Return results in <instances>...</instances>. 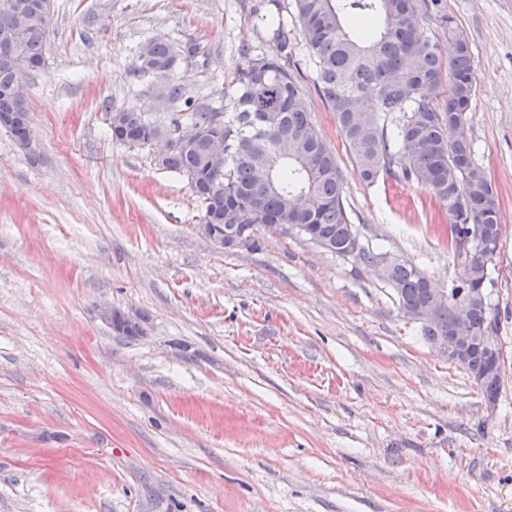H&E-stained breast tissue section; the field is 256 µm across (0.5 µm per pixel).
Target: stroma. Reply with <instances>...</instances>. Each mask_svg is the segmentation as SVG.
Segmentation results:
<instances>
[{
	"label": "stroma",
	"mask_w": 512,
	"mask_h": 512,
	"mask_svg": "<svg viewBox=\"0 0 512 512\" xmlns=\"http://www.w3.org/2000/svg\"><path fill=\"white\" fill-rule=\"evenodd\" d=\"M53 4L37 154L0 129V512H512V0H440L423 22L440 42L451 15L469 38L470 134L500 205L492 407L370 267L265 230L258 249L215 248L187 177L111 138V112L168 128L220 106L243 46L276 54L282 20L363 245L450 287L425 190L360 178L292 0ZM156 38L199 47L172 103L139 71Z\"/></svg>",
	"instance_id": "35a3bbf8"
}]
</instances>
